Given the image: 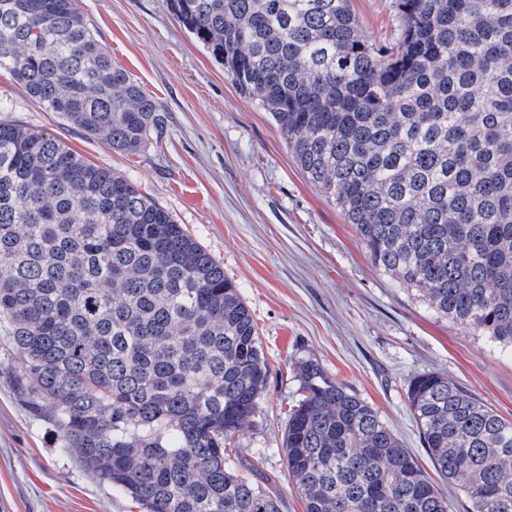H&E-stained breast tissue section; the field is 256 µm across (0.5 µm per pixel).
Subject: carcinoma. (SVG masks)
<instances>
[{
  "label": "carcinoma",
  "instance_id": "cac0c4a2",
  "mask_svg": "<svg viewBox=\"0 0 512 512\" xmlns=\"http://www.w3.org/2000/svg\"><path fill=\"white\" fill-rule=\"evenodd\" d=\"M286 136L371 264L512 351V0H396L376 47L350 0H168ZM126 153L162 107L76 0H0V69ZM0 325L30 408L142 512H280L236 473L269 370L253 315L172 214L48 131L0 122ZM282 437L305 512H453L377 410L314 359ZM437 472L468 512H512V421L437 372L407 384Z\"/></svg>",
  "mask_w": 512,
  "mask_h": 512
}]
</instances>
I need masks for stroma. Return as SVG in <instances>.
<instances>
[{
	"mask_svg": "<svg viewBox=\"0 0 512 512\" xmlns=\"http://www.w3.org/2000/svg\"><path fill=\"white\" fill-rule=\"evenodd\" d=\"M114 65L162 105L160 142L112 150L46 111L0 70L1 117L55 134L95 165L121 173L169 210L238 285L269 365L256 415L228 446L304 512L285 466L282 436L299 398L298 360L317 359L371 403L420 462L428 456L407 409L408 380L449 378L512 421V354L439 317L373 267L353 225L294 164L271 115L237 91L223 65L170 12L167 0H77ZM361 32L391 46L401 33L395 0H350ZM0 331V512H140L62 448L35 414Z\"/></svg>",
	"mask_w": 512,
	"mask_h": 512,
	"instance_id": "obj_1",
	"label": "stroma"
}]
</instances>
